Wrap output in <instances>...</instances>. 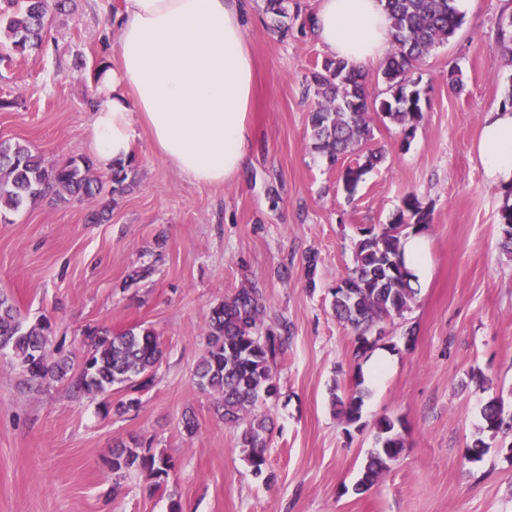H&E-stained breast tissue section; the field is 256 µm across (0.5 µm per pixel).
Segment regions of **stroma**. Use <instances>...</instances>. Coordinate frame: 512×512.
Here are the masks:
<instances>
[{"mask_svg":"<svg viewBox=\"0 0 512 512\" xmlns=\"http://www.w3.org/2000/svg\"><path fill=\"white\" fill-rule=\"evenodd\" d=\"M121 7L75 0L54 19L52 42L0 64V140L49 164L90 155L95 74L111 58ZM261 7L251 0L246 17L255 99L249 161L234 181L191 183L142 131L124 194L48 197L0 223V294L25 321L49 319L54 345L71 359L64 380L38 387L0 355V512H170L174 503L179 512H512V435L488 439L481 461L465 459L482 404L499 397L512 411V253L498 221L512 194L488 181L476 156L485 113L512 89V52L496 39L512 0H472L456 36L421 63L432 91L411 138L370 112V145L382 159L352 194L340 176L357 154L333 167L311 147L304 77L328 53L310 35L280 38ZM454 72L458 93L448 85ZM409 193L430 213L431 273L410 310L384 326L378 346L397 363L374 389L355 331L332 313L331 290L353 266L360 228L391 223ZM101 209L106 221L89 223ZM142 264L152 276L126 286ZM250 285L266 323L286 321L291 336L275 366L281 394L260 405L273 420L266 480L253 476L236 432L194 378L212 308ZM93 325L160 335L165 355L139 411L107 413L121 391L76 388ZM357 380L362 417L349 426L331 396ZM384 416L398 420L406 452L356 491ZM133 437L175 460L164 490L148 493L136 472L113 483L112 447Z\"/></svg>","mask_w":512,"mask_h":512,"instance_id":"35a3bbf8","label":"stroma"}]
</instances>
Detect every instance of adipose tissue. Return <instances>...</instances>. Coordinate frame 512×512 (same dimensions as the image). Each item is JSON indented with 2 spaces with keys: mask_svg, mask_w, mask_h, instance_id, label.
Segmentation results:
<instances>
[{
  "mask_svg": "<svg viewBox=\"0 0 512 512\" xmlns=\"http://www.w3.org/2000/svg\"><path fill=\"white\" fill-rule=\"evenodd\" d=\"M248 0H123L116 64L97 77L89 145L102 170L128 161L138 130L172 170L199 186L245 167L254 63L244 42ZM314 33L356 66L382 61L393 39L380 0H320ZM477 158L488 179L512 182V111L484 117Z\"/></svg>",
  "mask_w": 512,
  "mask_h": 512,
  "instance_id": "obj_1",
  "label": "adipose tissue"
}]
</instances>
